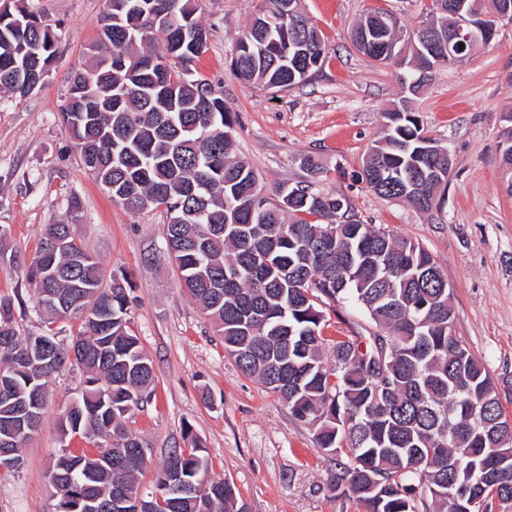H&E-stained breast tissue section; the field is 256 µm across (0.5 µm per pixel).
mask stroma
Masks as SVG:
<instances>
[{
    "label": "stroma",
    "mask_w": 512,
    "mask_h": 512,
    "mask_svg": "<svg viewBox=\"0 0 512 512\" xmlns=\"http://www.w3.org/2000/svg\"><path fill=\"white\" fill-rule=\"evenodd\" d=\"M426 0H300L321 33L326 58L307 82L281 91L242 81L231 54L259 0H197L207 47L196 79L221 94L234 119V148L266 196L311 180L314 191L342 193L365 223L424 246L447 275L453 329L492 377L512 419V194L499 142L512 114V24L462 62L436 69L411 107L450 151L445 199L423 213L377 196L357 174L382 134L381 114L400 103L402 66L379 64L352 41L356 23L384 10L406 28ZM56 26L57 55L42 87L18 98L0 91V233L15 259L0 260V298L11 301L19 335L40 333L42 318L26 270L48 225H70L106 276L126 280L135 302L128 325L153 365L155 383L127 427L143 439L152 467L195 437L214 476L233 482L247 512H363L331 491L335 460L315 446V427L296 419L277 395L243 375L214 326L182 288L165 254L162 210L132 212L112 200L83 167L60 108L71 74L92 63L97 19L106 0H26ZM320 166L309 179L302 165ZM74 367L49 383L38 432L19 468L0 470V512H55L48 474L62 449L93 454L92 440L62 439L58 417L83 387Z\"/></svg>",
    "instance_id": "1"
}]
</instances>
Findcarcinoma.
<instances>
[{
    "label": "carcinoma",
    "mask_w": 512,
    "mask_h": 512,
    "mask_svg": "<svg viewBox=\"0 0 512 512\" xmlns=\"http://www.w3.org/2000/svg\"><path fill=\"white\" fill-rule=\"evenodd\" d=\"M0 9V88L25 97L42 86L41 65L56 56L53 27L16 0ZM165 22L139 34L160 36L163 49L134 54L125 36L128 13L112 10L100 26V58L89 79L72 81L63 123L83 166L129 210L164 208L166 254L184 288L224 342L225 353L250 378L277 395L290 413L317 425L316 447L344 459L332 490L345 489L363 512H469L448 500V485L467 498L512 502V428L493 380L448 326V277L420 244L360 220L343 194L282 185L259 209L261 193L249 164L234 154L232 112L224 98L195 78L203 51L196 0H128ZM233 49L236 73L268 89L308 80L325 57L320 32L300 12L281 13L283 0H262ZM281 19L271 25L267 18ZM375 31L399 41L397 20H361L354 38ZM290 41L304 52L284 56ZM446 16L429 14L408 34L410 67L402 84L420 92L448 64ZM383 135L367 154L361 180L384 199L421 211L437 208L448 187V157L425 151V129L407 105L382 113ZM427 176L419 194L406 180ZM27 270L44 322L83 320L71 342L46 348L45 334L21 336L0 300V438L9 451L37 431L49 380L71 365L86 374L60 431L95 441L94 455L59 454L49 478L67 512H105L112 496L139 489L147 448L126 427L144 404L154 371L130 333L131 298L74 238L52 224ZM350 302L379 331L323 336L327 310ZM499 420L495 438L481 419ZM193 484L192 497L164 496L153 512H245L235 484L214 479L203 448L172 451L151 484Z\"/></svg>",
    "instance_id": "carcinoma-1"
}]
</instances>
